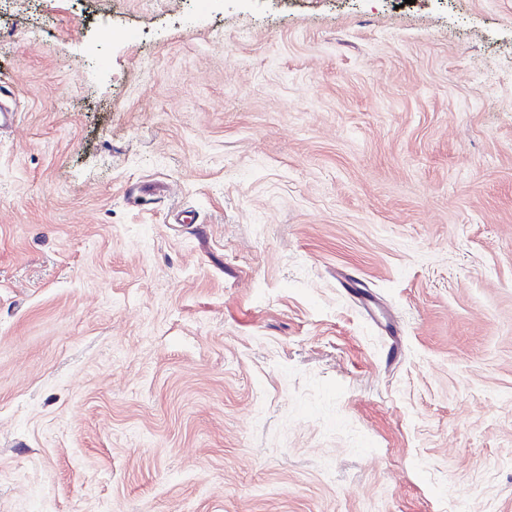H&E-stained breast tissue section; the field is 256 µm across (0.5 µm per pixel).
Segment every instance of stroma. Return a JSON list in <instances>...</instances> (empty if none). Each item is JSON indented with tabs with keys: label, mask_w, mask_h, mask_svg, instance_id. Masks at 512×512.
I'll return each mask as SVG.
<instances>
[{
	"label": "stroma",
	"mask_w": 512,
	"mask_h": 512,
	"mask_svg": "<svg viewBox=\"0 0 512 512\" xmlns=\"http://www.w3.org/2000/svg\"><path fill=\"white\" fill-rule=\"evenodd\" d=\"M0 107V512H512V0H0Z\"/></svg>",
	"instance_id": "1"
}]
</instances>
